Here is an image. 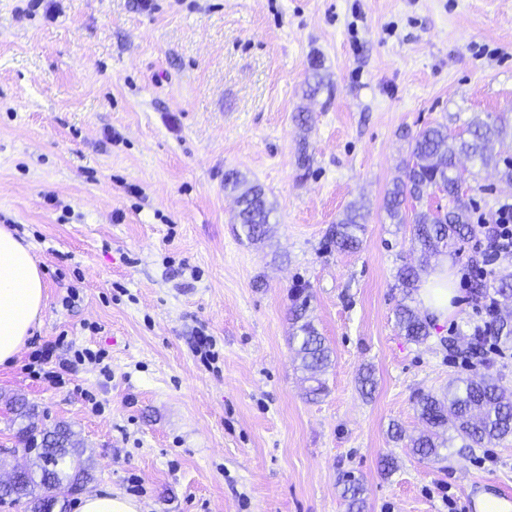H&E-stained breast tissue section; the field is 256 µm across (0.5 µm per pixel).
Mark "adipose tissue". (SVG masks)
<instances>
[{
	"mask_svg": "<svg viewBox=\"0 0 512 512\" xmlns=\"http://www.w3.org/2000/svg\"><path fill=\"white\" fill-rule=\"evenodd\" d=\"M450 259H441L423 276L418 299L431 317L443 321L452 315L456 294ZM43 274L25 246L8 228L0 226V366L11 363L31 336L44 301Z\"/></svg>",
	"mask_w": 512,
	"mask_h": 512,
	"instance_id": "ef3b65f1",
	"label": "adipose tissue"
}]
</instances>
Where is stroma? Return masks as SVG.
Returning <instances> with one entry per match:
<instances>
[{
    "mask_svg": "<svg viewBox=\"0 0 512 512\" xmlns=\"http://www.w3.org/2000/svg\"><path fill=\"white\" fill-rule=\"evenodd\" d=\"M26 4L0 0V225L29 245L45 294L0 367V479L27 462L9 409L23 398L39 428L66 424L84 446L91 481L57 491L72 506L109 488L140 512H347V472L364 512H469L512 493V436L452 440L438 462L410 447L417 394L487 374L512 392V345L482 363L449 351L488 318L460 277L456 313L425 343L400 332L397 268L440 257L383 208L409 134L512 113V0H57L53 18ZM230 170L264 189L263 240L235 218ZM462 170L474 223H494L512 185ZM354 204L360 246L336 251L327 232ZM299 284L332 350L314 401L289 343ZM49 344L104 356L56 385L29 368ZM343 498L347 501L349 512H362L364 498L363 484L360 479L353 475H346L343 479Z\"/></svg>",
    "mask_w": 512,
    "mask_h": 512,
    "instance_id": "obj_1",
    "label": "stroma"
}]
</instances>
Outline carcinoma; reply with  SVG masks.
<instances>
[{
  "instance_id": "obj_1",
  "label": "carcinoma",
  "mask_w": 512,
  "mask_h": 512,
  "mask_svg": "<svg viewBox=\"0 0 512 512\" xmlns=\"http://www.w3.org/2000/svg\"><path fill=\"white\" fill-rule=\"evenodd\" d=\"M509 127L505 112L486 113L483 118L471 120L464 134L457 137L448 133V125L438 123L419 129L411 137L410 154L403 162L402 175L388 189L384 208L395 224L407 223L406 203L421 202L431 189L448 196V209H415L412 214L413 241L425 253H435L466 238L472 232L471 219L474 199L459 192L462 174L457 169V159L466 155L473 163L484 168L490 163H503L500 178L512 184V156L503 160L493 154L494 145L503 144ZM224 188L238 193V223L248 239L258 241L268 232L270 209L262 188L249 183L237 172L224 175ZM364 215L360 209L350 207L343 218L331 225L330 243L340 251H353L360 245L357 232L363 230ZM397 287L404 297H409L420 280L419 269L403 265L396 275ZM492 289L489 309L490 319L485 327H477L469 341L456 344L455 355L466 360L481 354L486 339L504 344L512 341V313L504 316L501 306L512 305V279L499 277L494 271L482 275L480 283L473 286L477 294ZM309 299L306 288H296L291 310L295 332L292 339L299 367L316 382L309 395L318 397L326 389L321 375L331 364V350L325 338L308 319ZM396 324L408 339L422 343L430 336L429 324L411 305L402 302L394 312ZM420 419L427 432L413 440L414 452L423 459L437 460L446 447V432L451 431L465 443V447H482L512 435V394L508 395L498 380L488 375L478 380L453 379L448 383V394L443 397L422 394L416 398ZM15 418L20 420L18 435L26 450H35L31 464L24 468L21 485L14 495L0 494V502L10 500L24 505L27 512H43L44 502L55 498L54 490L64 482L77 489L91 480L90 467L82 459L84 451L74 433L66 426L54 431H44L32 421L35 408L23 400L12 403ZM343 498L348 512H362L363 484L353 475L342 479Z\"/></svg>"
}]
</instances>
